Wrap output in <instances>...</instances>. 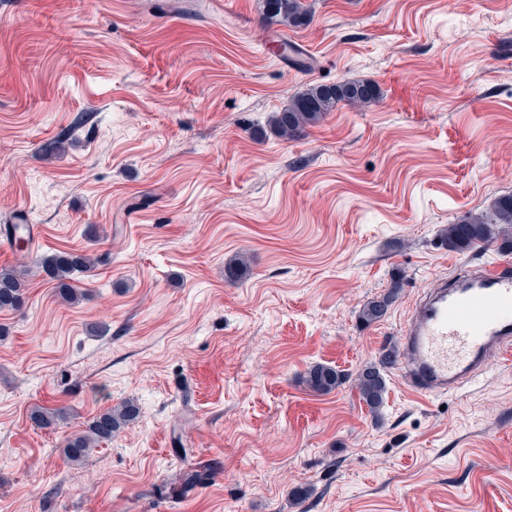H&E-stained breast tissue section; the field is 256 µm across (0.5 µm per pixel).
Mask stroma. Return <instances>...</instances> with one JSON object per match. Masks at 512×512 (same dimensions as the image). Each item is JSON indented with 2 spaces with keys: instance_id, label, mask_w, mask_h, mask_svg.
Listing matches in <instances>:
<instances>
[{
  "instance_id": "35a3bbf8",
  "label": "stroma",
  "mask_w": 512,
  "mask_h": 512,
  "mask_svg": "<svg viewBox=\"0 0 512 512\" xmlns=\"http://www.w3.org/2000/svg\"><path fill=\"white\" fill-rule=\"evenodd\" d=\"M307 4L291 29L261 0H0V228L24 211L40 231L21 251L0 231V269L112 254L78 305L35 275L0 312V512H512V360L427 398L392 369L376 416L352 383L302 381L397 345L454 271L512 264L438 237L512 194V0ZM275 35L318 67L273 55ZM343 80L382 102L253 139L310 84ZM397 272L401 298L362 325ZM125 398L139 419L66 464L64 436ZM36 405L68 414L41 430ZM178 428L188 462L215 469L182 494ZM346 376L331 366L316 364L311 366L305 376L304 382L314 392L328 394L343 385Z\"/></svg>"
}]
</instances>
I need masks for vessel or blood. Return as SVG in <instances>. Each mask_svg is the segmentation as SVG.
Segmentation results:
<instances>
[{
	"label": "vessel or blood",
	"mask_w": 512,
	"mask_h": 512,
	"mask_svg": "<svg viewBox=\"0 0 512 512\" xmlns=\"http://www.w3.org/2000/svg\"><path fill=\"white\" fill-rule=\"evenodd\" d=\"M402 375L410 390L437 395L512 355V266L482 265L425 291L402 331Z\"/></svg>",
	"instance_id": "obj_1"
}]
</instances>
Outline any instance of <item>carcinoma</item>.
<instances>
[{"label":"carcinoma","mask_w":512,"mask_h":512,"mask_svg":"<svg viewBox=\"0 0 512 512\" xmlns=\"http://www.w3.org/2000/svg\"><path fill=\"white\" fill-rule=\"evenodd\" d=\"M264 18L289 28L306 26L311 21V12L304 0H262ZM382 98L377 84L371 81L344 80L333 84H313L293 97L288 106L272 113L267 127L277 138L295 140L321 123L326 115L340 104L362 110L369 108ZM441 244L448 250L465 254L480 246L495 244L502 251L512 253V194L494 200L488 213H471L462 221L450 224L440 233ZM111 260V253L87 254L82 251L47 252L38 261L39 273L50 283L57 296L69 305L85 298V291L74 287L77 275H86L97 266ZM27 271L16 268L0 270V311H14L25 303V275ZM405 278L401 274L392 276L386 292L369 299L359 311V321L370 326L382 321L389 309L401 295ZM399 359V352L388 347L381 350L377 359L360 369L354 385L360 400L369 412L376 414L383 407L386 394V373ZM343 372L323 364L311 366L304 382L314 392L328 394L343 385ZM63 409L35 406L29 412L32 424L43 430H52L63 418ZM140 416V407L134 399H126L108 407L90 419L85 429L66 436L62 441V455L70 465H79L90 452L112 441V438L135 422ZM214 470L209 466L191 465L180 475L185 489L202 487L212 482Z\"/></svg>","instance_id":"carcinoma-1"}]
</instances>
